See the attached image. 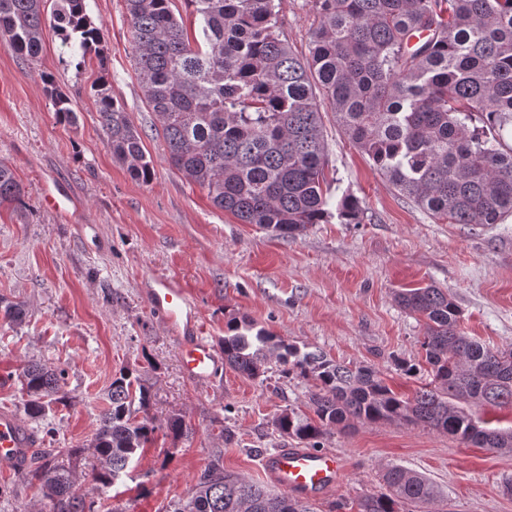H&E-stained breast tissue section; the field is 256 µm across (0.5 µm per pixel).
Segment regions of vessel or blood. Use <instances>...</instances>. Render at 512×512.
<instances>
[{"instance_id":"b4317fda","label":"vessel or blood","mask_w":512,"mask_h":512,"mask_svg":"<svg viewBox=\"0 0 512 512\" xmlns=\"http://www.w3.org/2000/svg\"><path fill=\"white\" fill-rule=\"evenodd\" d=\"M143 297L178 345L185 377L200 386L209 384L223 364V355L207 336L186 289L170 278L158 277L144 288ZM36 446V437L21 416L1 407L0 474H21ZM263 468L278 487L309 494L333 488L341 464L336 455L324 450L280 448L264 458Z\"/></svg>"}]
</instances>
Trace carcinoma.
Instances as JSON below:
<instances>
[{
	"label": "carcinoma",
	"instance_id": "carcinoma-1",
	"mask_svg": "<svg viewBox=\"0 0 512 512\" xmlns=\"http://www.w3.org/2000/svg\"><path fill=\"white\" fill-rule=\"evenodd\" d=\"M173 0H124L135 70L154 112L171 165L206 190L212 204L243 224L296 238L335 218L360 224L365 209L346 192L328 209V149L321 107L348 139L404 196L450 224H499L512 216V0H310L318 16L308 54L281 39L275 0H187L200 36L188 33ZM65 45L93 51L99 63L102 28L85 0H0V42L34 60L43 31ZM55 112L73 125L77 113L53 74H44ZM94 102L112 157L148 183L154 165L112 85L101 72ZM23 205L12 169L0 161V206ZM400 308L422 322L421 347L430 381L402 398L374 367L350 368L323 352L303 351L245 317L226 322L224 364L256 380L275 357L283 377L310 382L311 415L285 410L279 433L318 448L333 428L403 421L492 450L512 447V432L480 425L471 409L512 406V348L491 349L460 330L462 310L433 285L397 293ZM11 326L24 305L0 298ZM24 414L40 422L66 404V370L32 363L20 374ZM152 386L125 366L112 378L108 408L83 448H54L25 470L37 485L43 512H97L75 485L88 462L97 494L128 476L156 434L188 436L182 417L158 425L147 412ZM385 491L358 502V512H399L435 499L432 483L401 466L381 475ZM167 512H315L298 497L273 493L217 463L199 477L191 496Z\"/></svg>",
	"mask_w": 512,
	"mask_h": 512
}]
</instances>
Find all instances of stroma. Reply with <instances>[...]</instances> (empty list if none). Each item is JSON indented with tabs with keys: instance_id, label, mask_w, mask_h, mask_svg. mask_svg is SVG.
<instances>
[{
	"instance_id": "obj_1",
	"label": "stroma",
	"mask_w": 512,
	"mask_h": 512,
	"mask_svg": "<svg viewBox=\"0 0 512 512\" xmlns=\"http://www.w3.org/2000/svg\"><path fill=\"white\" fill-rule=\"evenodd\" d=\"M276 5L284 39L306 53L317 24L310 0ZM86 12L103 27L105 61L63 46L49 28L38 60L0 45V160L24 189L23 208L0 206V297L27 310L21 327L0 319V406L21 409L19 375L28 362L65 367L69 403L49 410L54 432L40 435L39 449L78 448L95 432L117 370L136 368L153 384L150 416L181 415L192 432L177 441L157 437L103 496L99 512H167L216 461L267 487L262 455L300 445L272 422L287 409L306 411L308 382L274 369L253 381L226 367L207 387L191 383L143 299L152 278L186 288L212 338L223 336L230 317L244 316L287 343L373 366L405 396L420 380L397 363L421 360L424 330L398 306L400 289L448 291L467 335L494 349L512 347V217L485 226L432 218L373 168L327 110L330 196H358L363 223L315 224L294 239L240 223L168 164L132 61L123 0H86ZM103 67L153 161L150 183L132 179L112 158L92 96ZM46 73L70 96L76 125L59 122ZM53 186L67 194L63 211L42 200ZM322 446L342 469L335 488L309 495L316 512L382 492L389 465L435 485L437 499L421 512H512V492L503 489L512 452L398 421L334 429Z\"/></svg>"
}]
</instances>
